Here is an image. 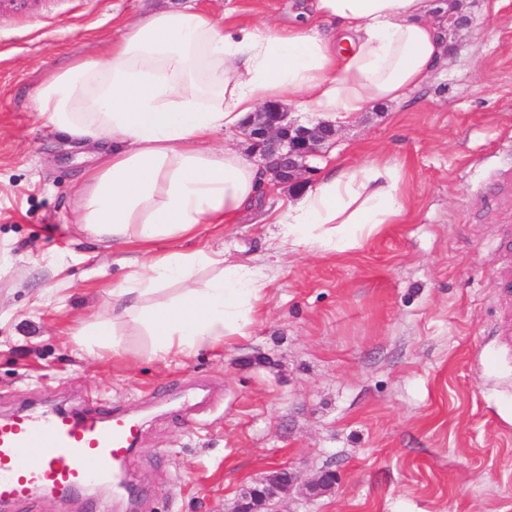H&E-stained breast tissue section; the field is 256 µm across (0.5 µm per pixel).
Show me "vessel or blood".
<instances>
[{
    "label": "vessel or blood",
    "mask_w": 512,
    "mask_h": 512,
    "mask_svg": "<svg viewBox=\"0 0 512 512\" xmlns=\"http://www.w3.org/2000/svg\"><path fill=\"white\" fill-rule=\"evenodd\" d=\"M139 432L136 418L101 406L0 420V512L40 493L67 496L93 484L111 485L120 497Z\"/></svg>",
    "instance_id": "obj_1"
}]
</instances>
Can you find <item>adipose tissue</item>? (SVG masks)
Instances as JSON below:
<instances>
[{"mask_svg": "<svg viewBox=\"0 0 512 512\" xmlns=\"http://www.w3.org/2000/svg\"><path fill=\"white\" fill-rule=\"evenodd\" d=\"M433 0H308L301 20L270 28L222 25L211 12L170 7L46 75L37 109L55 130L98 146L76 200L87 235L115 245L192 236L251 210L273 183L235 149L212 146L262 106L295 105L339 126L377 103H402L445 59ZM388 159L323 165L315 187L268 214L279 247L352 250L406 209ZM212 269L199 278L200 269ZM178 293L158 299L165 284ZM262 269L220 251L154 253L113 286L101 339L124 324L165 359L243 336L264 300Z\"/></svg>", "mask_w": 512, "mask_h": 512, "instance_id": "adipose-tissue-1", "label": "adipose tissue"}]
</instances>
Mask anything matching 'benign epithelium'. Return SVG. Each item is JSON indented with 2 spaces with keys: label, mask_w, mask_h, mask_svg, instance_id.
<instances>
[{
  "label": "benign epithelium",
  "mask_w": 512,
  "mask_h": 512,
  "mask_svg": "<svg viewBox=\"0 0 512 512\" xmlns=\"http://www.w3.org/2000/svg\"><path fill=\"white\" fill-rule=\"evenodd\" d=\"M243 135L251 153L259 156L278 182L299 185L314 175L309 159L321 153L325 143L336 135V129L323 122L301 124L290 118L282 107L267 104L247 121ZM297 481L286 466L271 468L257 485L246 489L232 512H278V503L288 496ZM336 474L322 471L306 490L315 495L330 491Z\"/></svg>",
  "instance_id": "obj_1"
}]
</instances>
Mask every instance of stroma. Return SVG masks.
I'll return each mask as SVG.
<instances>
[{
  "label": "stroma",
  "instance_id": "35a3bbf8",
  "mask_svg": "<svg viewBox=\"0 0 512 512\" xmlns=\"http://www.w3.org/2000/svg\"><path fill=\"white\" fill-rule=\"evenodd\" d=\"M164 0H51L0 13V419L91 402L135 416L127 461L141 512H225L271 467L297 476L288 512H512V355L494 331L512 296V0H468L456 51L401 105H377L331 148L383 156L406 211L358 249L275 254L264 210L199 225L177 249L262 268L247 336L150 358L79 335L142 245L83 233L72 200L93 150L38 112L43 76ZM236 22H291L301 0H233ZM334 488L308 496L320 471Z\"/></svg>",
  "mask_w": 512,
  "mask_h": 512
}]
</instances>
